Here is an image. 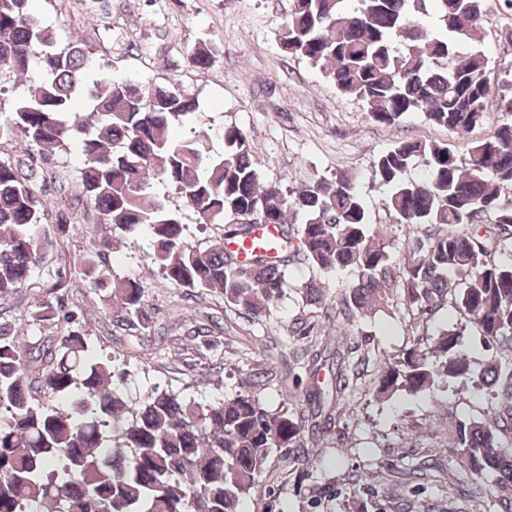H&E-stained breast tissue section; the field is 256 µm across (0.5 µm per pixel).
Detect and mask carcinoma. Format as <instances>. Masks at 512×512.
<instances>
[{
  "label": "carcinoma",
  "mask_w": 512,
  "mask_h": 512,
  "mask_svg": "<svg viewBox=\"0 0 512 512\" xmlns=\"http://www.w3.org/2000/svg\"><path fill=\"white\" fill-rule=\"evenodd\" d=\"M438 24L424 22L427 2ZM30 0H0V76L30 75L23 97L0 118V141L25 139L46 158L73 145L82 167L80 195L57 219V235L87 201L98 223L129 243L143 230L153 237L156 261L173 284L215 295L256 318L284 293L290 266L353 276L341 299L326 302L315 279L300 288L312 318L351 325L396 303L412 331H428L425 316L444 302L500 347L512 349V72L494 75L482 49L485 0H293L280 40L288 55L325 72L342 96H354L373 120L398 125L419 112L433 125L463 136L496 109L494 134L453 150L446 143L401 140L380 153L372 180L388 189L386 211L395 223L418 227L399 263L388 227L375 224L356 178L346 172L282 189L262 182L246 133L218 132L225 152L214 154L198 136L173 129L197 111L195 96L173 83L148 89L117 81L104 70L92 76L93 52L79 41L62 45L30 10ZM190 63H212L198 45ZM92 106L71 121L76 103ZM423 177H409L415 163ZM171 186L202 227L222 234L205 247L184 237L178 211L153 192ZM42 188L23 163H0V296L31 287V271L54 245L44 223ZM259 212L299 248L274 261L247 259L224 248L242 240ZM113 238L81 258L82 286L99 293L118 326L151 328L144 286L118 279L102 264ZM33 322L56 334L19 345L16 328L0 323V512H239L269 466L288 448L307 457L305 423L341 419L342 398L364 375L365 360L336 351L334 391L304 399L313 412H271L242 390L214 402L186 401L154 388L138 402L119 385L130 373L97 349L81 320L50 300L32 306ZM332 337L316 339L304 357L311 375L321 369ZM475 382L500 398L490 421L465 419L452 430L463 474L512 486V360L475 368L460 332L445 328L433 345H412L388 363L376 385L379 398L417 393L438 380Z\"/></svg>",
  "instance_id": "1"
}]
</instances>
